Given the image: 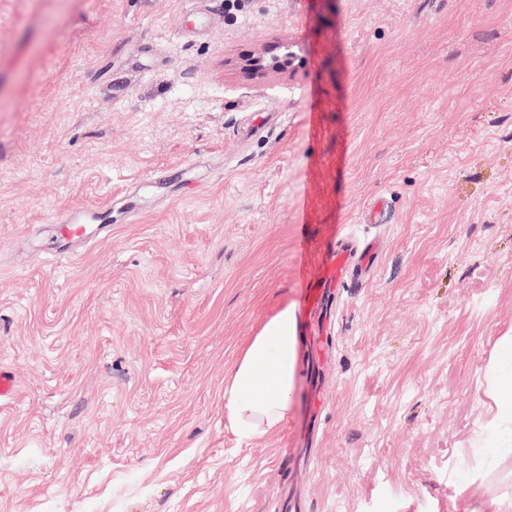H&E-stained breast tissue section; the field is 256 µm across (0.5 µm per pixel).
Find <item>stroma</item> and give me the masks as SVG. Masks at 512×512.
<instances>
[{
	"label": "stroma",
	"instance_id": "stroma-1",
	"mask_svg": "<svg viewBox=\"0 0 512 512\" xmlns=\"http://www.w3.org/2000/svg\"><path fill=\"white\" fill-rule=\"evenodd\" d=\"M342 230L373 274L241 442L224 375ZM506 336L512 0H0V512H470ZM99 209L90 207L82 210L66 211L57 215L52 224V239L60 248L54 255L60 257L63 253L72 256L77 248L92 245L99 237L111 232L108 224H97V236L91 238L89 221L101 220Z\"/></svg>",
	"mask_w": 512,
	"mask_h": 512
}]
</instances>
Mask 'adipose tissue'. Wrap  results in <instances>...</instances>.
I'll list each match as a JSON object with an SVG mask.
<instances>
[{
	"label": "adipose tissue",
	"instance_id": "1",
	"mask_svg": "<svg viewBox=\"0 0 512 512\" xmlns=\"http://www.w3.org/2000/svg\"><path fill=\"white\" fill-rule=\"evenodd\" d=\"M299 322L280 307L239 353L224 377L228 428L246 443L280 433L293 405ZM494 409L483 429L492 458H512V340H504L489 393Z\"/></svg>",
	"mask_w": 512,
	"mask_h": 512
}]
</instances>
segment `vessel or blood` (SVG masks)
<instances>
[{
	"label": "vessel or blood",
	"mask_w": 512,
	"mask_h": 512,
	"mask_svg": "<svg viewBox=\"0 0 512 512\" xmlns=\"http://www.w3.org/2000/svg\"><path fill=\"white\" fill-rule=\"evenodd\" d=\"M97 208L66 211L57 215L52 226V239L63 247L65 254H75L78 248L92 245L93 235H107L108 225L99 223ZM379 253V244L368 241L355 246L340 244L328 258L319 284L311 288L307 306L311 309L323 308L328 292L345 285L363 284L372 269Z\"/></svg>",
	"instance_id": "1"
}]
</instances>
